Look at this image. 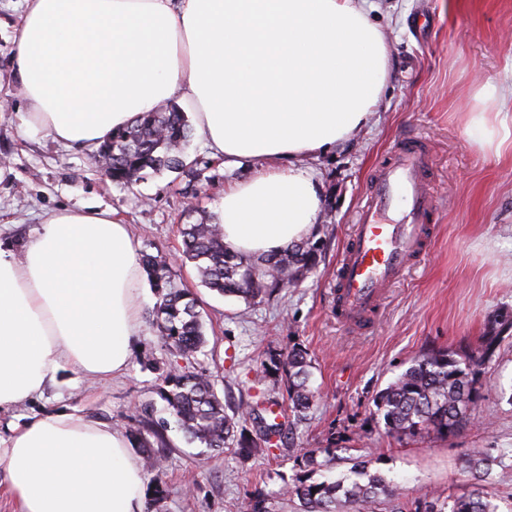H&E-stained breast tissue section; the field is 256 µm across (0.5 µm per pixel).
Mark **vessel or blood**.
I'll return each mask as SVG.
<instances>
[{"mask_svg": "<svg viewBox=\"0 0 512 512\" xmlns=\"http://www.w3.org/2000/svg\"><path fill=\"white\" fill-rule=\"evenodd\" d=\"M431 156L420 137H403L375 171L336 271V319L362 331L389 287L426 247L436 201L428 188Z\"/></svg>", "mask_w": 512, "mask_h": 512, "instance_id": "vessel-or-blood-1", "label": "vessel or blood"}]
</instances>
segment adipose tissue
<instances>
[{"label": "adipose tissue", "mask_w": 512, "mask_h": 512, "mask_svg": "<svg viewBox=\"0 0 512 512\" xmlns=\"http://www.w3.org/2000/svg\"><path fill=\"white\" fill-rule=\"evenodd\" d=\"M15 77L23 125L97 146L164 101L195 110L231 169L224 244L272 254L313 230L322 207L307 157L373 116L389 52L367 0H26ZM500 92L475 96L465 131L512 151ZM142 270L126 224L84 206L49 214L22 251L0 245V412L42 393L65 366L121 376L141 331ZM0 480L20 512H145L144 471L104 422L56 411L0 433Z\"/></svg>", "instance_id": "ef3b65f1"}]
</instances>
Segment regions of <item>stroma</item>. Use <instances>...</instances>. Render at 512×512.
Returning <instances> with one entry per match:
<instances>
[{"instance_id": "1", "label": "stroma", "mask_w": 512, "mask_h": 512, "mask_svg": "<svg viewBox=\"0 0 512 512\" xmlns=\"http://www.w3.org/2000/svg\"><path fill=\"white\" fill-rule=\"evenodd\" d=\"M373 16L389 48L390 82L371 121L330 153L306 159L323 200L313 238L324 247L314 275L276 297L244 303L219 297L193 266L178 268V284L197 298L208 340L196 370L212 375L227 413L242 404L288 401L280 373L260 366L301 346L311 362L316 395L303 420L285 409L283 435L293 448H336L330 467L312 481L339 479L351 458L384 475L393 494L375 512H392L422 491L440 499L468 483L461 467L467 449L492 448L503 458L483 485L500 512H512V331L497 347L483 376L474 423L455 436L397 441L373 414V400L412 359L438 348L477 347L487 320L512 310V154L493 159L465 134L466 108L477 86L502 88L512 112V0H372ZM25 0H0V240L22 248L50 213L79 204L115 210L129 225L137 251L177 255L179 224L188 211L220 209L227 185L256 165L225 168L194 136L189 158L207 161L197 194L183 177L154 176L113 183L92 161L93 148L65 146L22 126L25 103L14 77L15 36ZM426 139L434 161L429 188L437 201L429 249L389 291L372 327L352 334L336 320V265L370 174L395 140ZM156 302L146 289L141 336L126 373L93 382L62 369L43 394L0 415V426L47 412L78 411L129 431L138 405L164 403L157 394L164 350L149 314ZM163 479L167 496L156 512H245L263 496L269 512H299L289 489L302 471L287 453L215 455L169 426Z\"/></svg>"}]
</instances>
